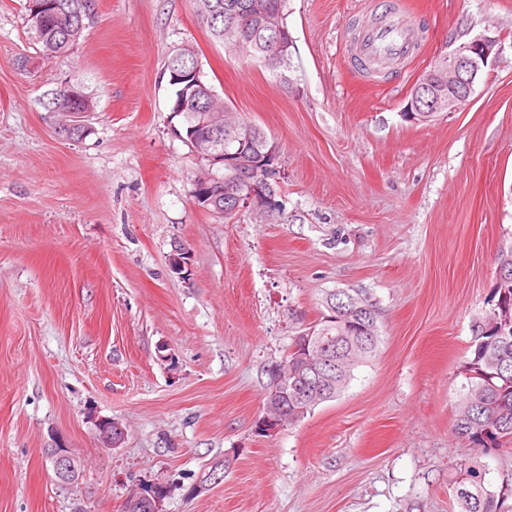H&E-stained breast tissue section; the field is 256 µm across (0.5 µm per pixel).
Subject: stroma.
<instances>
[{
    "instance_id": "obj_1",
    "label": "stroma",
    "mask_w": 512,
    "mask_h": 512,
    "mask_svg": "<svg viewBox=\"0 0 512 512\" xmlns=\"http://www.w3.org/2000/svg\"><path fill=\"white\" fill-rule=\"evenodd\" d=\"M285 12L284 83L228 54L193 0H97L50 59L25 0H0V512H123L144 484L168 487L165 512H455L472 326L512 244V51L461 111L404 112L462 38L512 39V0H399L419 52L367 74L351 56L378 0ZM184 45L278 143L279 215L195 203L202 163L160 78ZM67 82L95 103L79 141L41 104ZM178 245L185 280L169 267ZM339 291L374 306L377 356L336 399L260 432L269 366ZM103 418L125 425L119 447L102 446ZM49 448L80 461L75 482ZM47 459L56 477L61 480H76L79 477V465L65 448H50Z\"/></svg>"
}]
</instances>
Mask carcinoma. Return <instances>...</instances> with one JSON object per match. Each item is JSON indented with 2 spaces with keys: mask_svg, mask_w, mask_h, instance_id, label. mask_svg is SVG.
<instances>
[{
  "mask_svg": "<svg viewBox=\"0 0 512 512\" xmlns=\"http://www.w3.org/2000/svg\"><path fill=\"white\" fill-rule=\"evenodd\" d=\"M62 5L65 28L55 20L40 26L31 21L35 38L42 51L56 57L70 51L83 34L82 15L85 0H57ZM197 12L206 20L215 39L224 43L232 54L245 53L269 69L283 83L293 68L292 54H282L278 42H288L290 30L286 21V0H194ZM206 113L191 112L188 125L204 136L208 126H199L207 115L224 128V151L234 154L237 164L224 167L214 175L228 180L235 172L252 170L254 156L268 148L269 136L260 126L240 118L224 100L210 103L202 95ZM498 265L503 267L496 279L490 308L473 325V358L467 362L466 383L457 405L455 431L468 442L469 448L484 451L512 442V253L498 252ZM344 299L355 306L360 302L343 292L326 299L328 314L293 339L283 360L301 366L300 346L304 336L312 334L331 347L333 363L320 375L303 370L288 377V409L300 402L296 388L321 387V393L309 398L306 413L318 404L334 399L347 386L355 366L374 355L379 342L377 313L347 325L337 314L336 302ZM490 471L473 459L460 465L455 482L454 500L457 512H499V503L512 495V478L497 485L487 478Z\"/></svg>",
  "mask_w": 512,
  "mask_h": 512,
  "instance_id": "carcinoma-1",
  "label": "carcinoma"
}]
</instances>
